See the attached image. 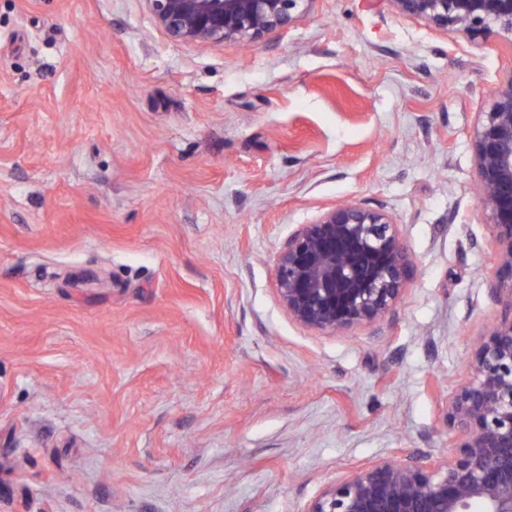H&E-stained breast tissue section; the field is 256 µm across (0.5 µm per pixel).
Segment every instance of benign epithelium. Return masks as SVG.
I'll return each instance as SVG.
<instances>
[{
	"instance_id": "7a95c632",
	"label": "benign epithelium",
	"mask_w": 512,
	"mask_h": 512,
	"mask_svg": "<svg viewBox=\"0 0 512 512\" xmlns=\"http://www.w3.org/2000/svg\"><path fill=\"white\" fill-rule=\"evenodd\" d=\"M311 0H145L181 43H251L292 26ZM404 17L484 39L512 38V0H389ZM472 130L476 199L496 245L489 283L500 307L478 335L469 375L448 399L454 449L427 463L410 452L325 487L305 512H512V76ZM398 224L382 208L336 204L288 236L277 293L297 323L321 332L384 321L413 272Z\"/></svg>"
}]
</instances>
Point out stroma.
<instances>
[{"mask_svg":"<svg viewBox=\"0 0 512 512\" xmlns=\"http://www.w3.org/2000/svg\"><path fill=\"white\" fill-rule=\"evenodd\" d=\"M512 40L310 0L250 46L144 0H0V512H304L448 450L498 314L470 133ZM415 260L380 324L324 333L275 258L326 208Z\"/></svg>","mask_w":512,"mask_h":512,"instance_id":"obj_1","label":"stroma"}]
</instances>
